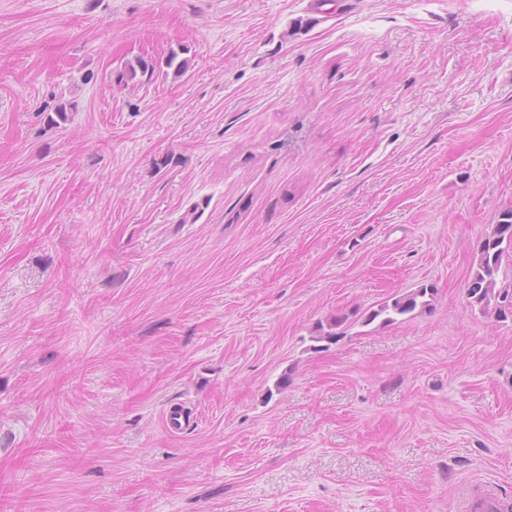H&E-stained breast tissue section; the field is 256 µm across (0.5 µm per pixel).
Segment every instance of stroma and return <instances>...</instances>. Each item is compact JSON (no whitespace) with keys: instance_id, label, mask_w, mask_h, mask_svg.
Instances as JSON below:
<instances>
[{"instance_id":"obj_1","label":"stroma","mask_w":512,"mask_h":512,"mask_svg":"<svg viewBox=\"0 0 512 512\" xmlns=\"http://www.w3.org/2000/svg\"><path fill=\"white\" fill-rule=\"evenodd\" d=\"M508 208L512 0H0V512L512 502ZM362 1L361 0H336V8L332 10V12H327L331 8H324L326 7L325 3L318 2L317 10L323 14H325V17H330L336 15V17H343L349 14H352L356 12ZM316 9H313L310 12V16L308 17V21L313 25H318L321 22L324 21V17L319 16V12ZM500 217L481 244L466 293L471 304L491 309L497 318L505 319L512 317V289L511 285H498L497 275L503 254L512 250V210L503 211ZM428 290L430 292L434 291L433 288L422 287L415 291L393 297L390 302H384L378 309L369 313L365 318V322L371 323L381 318L382 323H391L411 315L418 307L424 309L430 304L429 300H426L425 297L432 296V294H428Z\"/></svg>"}]
</instances>
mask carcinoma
<instances>
[{
  "instance_id": "carcinoma-1",
  "label": "carcinoma",
  "mask_w": 512,
  "mask_h": 512,
  "mask_svg": "<svg viewBox=\"0 0 512 512\" xmlns=\"http://www.w3.org/2000/svg\"><path fill=\"white\" fill-rule=\"evenodd\" d=\"M512 250V210L500 214V219L481 244L475 269L468 278L466 293L470 303L492 310L499 319L512 316V288L500 285L497 275L503 254ZM428 288L393 297L365 318L371 323L381 319L384 323L395 322L429 305Z\"/></svg>"
}]
</instances>
